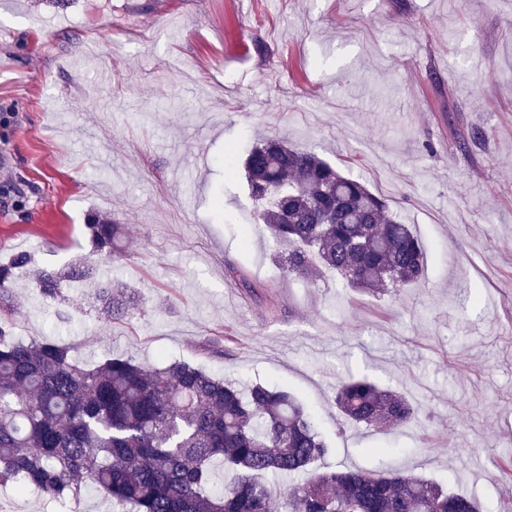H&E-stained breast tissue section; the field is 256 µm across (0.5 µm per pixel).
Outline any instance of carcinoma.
Segmentation results:
<instances>
[{"label":"carcinoma","mask_w":512,"mask_h":512,"mask_svg":"<svg viewBox=\"0 0 512 512\" xmlns=\"http://www.w3.org/2000/svg\"><path fill=\"white\" fill-rule=\"evenodd\" d=\"M258 221L288 245L284 272L307 284L336 273L352 288L390 293L421 278L424 253L385 200L319 157L278 139L243 161ZM96 252L110 256L117 224H91ZM25 254L0 265V306H9ZM50 298L91 285L108 317L134 297L89 265L37 273ZM335 403L355 425L399 429L417 415L404 395L349 376ZM328 452L312 417L286 391H242L185 362L153 370L131 357L87 367L71 348L12 336L0 323V484L60 498L93 483L128 512H271L262 478L304 475L279 495V512H480L476 499L402 472L317 471ZM230 476L214 488V470Z\"/></svg>","instance_id":"cac0c4a2"}]
</instances>
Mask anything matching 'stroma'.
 Segmentation results:
<instances>
[{
    "label": "stroma",
    "instance_id": "35a3bbf8",
    "mask_svg": "<svg viewBox=\"0 0 512 512\" xmlns=\"http://www.w3.org/2000/svg\"><path fill=\"white\" fill-rule=\"evenodd\" d=\"M266 137L384 197L422 279L378 297L286 276L224 166ZM98 220L122 227L112 257L91 249ZM20 253L16 339L288 391L329 448L320 470L410 472L512 512L487 477L512 458V0H0V263ZM79 262L134 292L126 319L91 288L40 292L37 269ZM349 373L404 392L415 420L348 426ZM0 512L112 503L7 484Z\"/></svg>",
    "mask_w": 512,
    "mask_h": 512
}]
</instances>
